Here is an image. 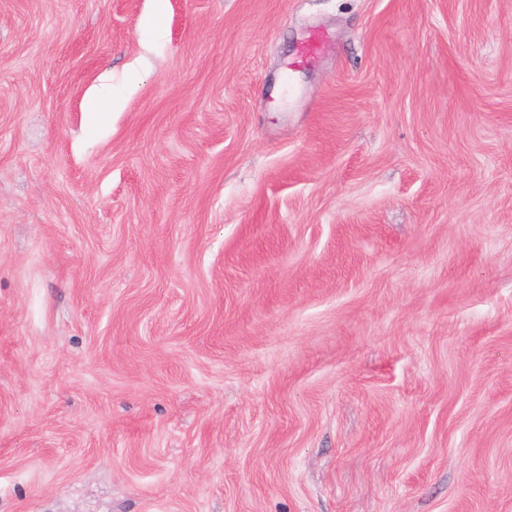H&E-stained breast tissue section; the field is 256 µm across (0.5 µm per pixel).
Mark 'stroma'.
I'll use <instances>...</instances> for the list:
<instances>
[{
	"label": "stroma",
	"mask_w": 512,
	"mask_h": 512,
	"mask_svg": "<svg viewBox=\"0 0 512 512\" xmlns=\"http://www.w3.org/2000/svg\"><path fill=\"white\" fill-rule=\"evenodd\" d=\"M151 8L0 0V512H512V0Z\"/></svg>",
	"instance_id": "1"
}]
</instances>
